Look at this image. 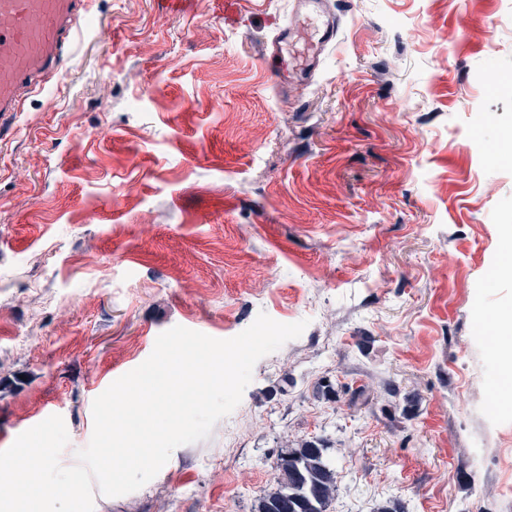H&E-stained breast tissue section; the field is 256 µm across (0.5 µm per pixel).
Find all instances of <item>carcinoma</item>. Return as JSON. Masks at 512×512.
<instances>
[{
  "mask_svg": "<svg viewBox=\"0 0 512 512\" xmlns=\"http://www.w3.org/2000/svg\"><path fill=\"white\" fill-rule=\"evenodd\" d=\"M279 488L264 496L259 512H327L336 473L326 449L316 444L293 448L278 459Z\"/></svg>",
  "mask_w": 512,
  "mask_h": 512,
  "instance_id": "obj_1",
  "label": "carcinoma"
}]
</instances>
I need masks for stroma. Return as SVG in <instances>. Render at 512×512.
Returning <instances> with one entry per match:
<instances>
[{"label":"stroma","mask_w":512,"mask_h":512,"mask_svg":"<svg viewBox=\"0 0 512 512\" xmlns=\"http://www.w3.org/2000/svg\"><path fill=\"white\" fill-rule=\"evenodd\" d=\"M336 43L280 89L297 0H93L89 41L0 135V451L180 325L307 320L208 438L94 512H257L324 444L327 512H512V0H323ZM290 34L288 24L281 27L262 53V59L274 68V74L281 83L285 82V78L280 73V67L286 66L285 52Z\"/></svg>","instance_id":"35a3bbf8"}]
</instances>
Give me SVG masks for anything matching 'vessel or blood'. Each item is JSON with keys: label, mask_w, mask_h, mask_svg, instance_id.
Masks as SVG:
<instances>
[{"label": "vessel or blood", "mask_w": 512, "mask_h": 512, "mask_svg": "<svg viewBox=\"0 0 512 512\" xmlns=\"http://www.w3.org/2000/svg\"><path fill=\"white\" fill-rule=\"evenodd\" d=\"M91 0H0V125L61 69L76 34L83 32ZM311 50L336 39L333 19L310 13ZM291 31L281 27L262 58L273 68L286 63Z\"/></svg>", "instance_id": "1"}]
</instances>
